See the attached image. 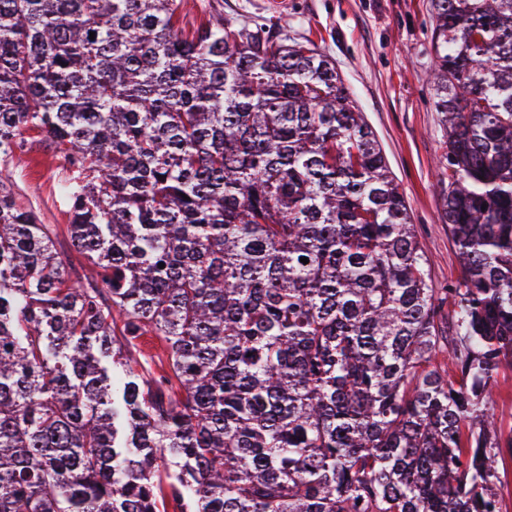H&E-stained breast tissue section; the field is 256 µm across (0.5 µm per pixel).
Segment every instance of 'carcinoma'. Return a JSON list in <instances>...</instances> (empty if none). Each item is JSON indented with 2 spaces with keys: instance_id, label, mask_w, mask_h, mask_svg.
Returning a JSON list of instances; mask_svg holds the SVG:
<instances>
[{
  "instance_id": "carcinoma-1",
  "label": "carcinoma",
  "mask_w": 512,
  "mask_h": 512,
  "mask_svg": "<svg viewBox=\"0 0 512 512\" xmlns=\"http://www.w3.org/2000/svg\"><path fill=\"white\" fill-rule=\"evenodd\" d=\"M183 8L0 0V154L59 151L91 268L0 181V512H496L512 0H431L442 290L336 62ZM136 358L144 362L147 360L150 364L158 362L159 359H165V345L156 336H143L137 341Z\"/></svg>"
}]
</instances>
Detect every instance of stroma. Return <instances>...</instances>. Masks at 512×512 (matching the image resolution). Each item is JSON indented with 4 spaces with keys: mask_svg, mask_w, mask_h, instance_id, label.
<instances>
[{
    "mask_svg": "<svg viewBox=\"0 0 512 512\" xmlns=\"http://www.w3.org/2000/svg\"><path fill=\"white\" fill-rule=\"evenodd\" d=\"M289 2L282 14L270 10L268 0H186L179 25L191 29L220 5L225 20L290 26L295 36L309 39L335 59L405 197L433 286L456 282L464 268L442 204L448 191L442 177L448 134L431 99L430 0ZM23 137V149L0 157V179L19 205L50 225L54 247L71 278L85 280L89 266L72 242L68 205L59 191L66 165L38 131H25Z\"/></svg>",
    "mask_w": 512,
    "mask_h": 512,
    "instance_id": "35a3bbf8",
    "label": "stroma"
}]
</instances>
